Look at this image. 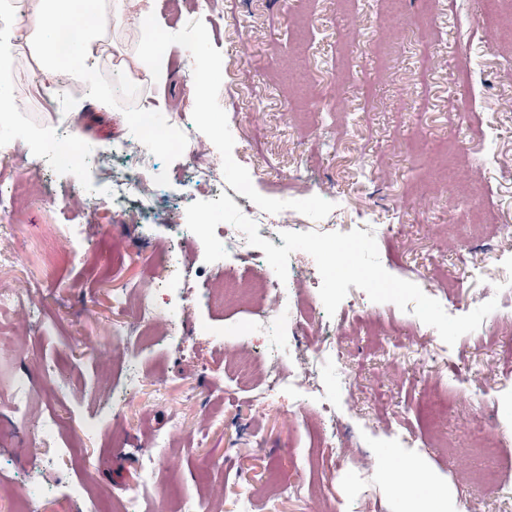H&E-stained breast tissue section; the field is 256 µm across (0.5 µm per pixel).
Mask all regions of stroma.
<instances>
[{
	"label": "stroma",
	"mask_w": 512,
	"mask_h": 512,
	"mask_svg": "<svg viewBox=\"0 0 512 512\" xmlns=\"http://www.w3.org/2000/svg\"><path fill=\"white\" fill-rule=\"evenodd\" d=\"M216 2L148 0L169 79L139 100L189 119L214 158L239 150L250 201L272 223L289 201L326 192L337 223L402 225L379 244L387 272L418 285L471 273L469 304L479 306L500 285V259L512 258V240L496 234L512 225V178L480 160L512 163V41L487 21L489 0H435L429 13L423 0ZM394 12L404 23L391 31ZM202 68L212 78L199 85ZM14 91L23 101L0 140L27 135L22 160L0 166V185L22 188L0 219V289L16 294L0 309V336L13 339L0 352V512H15L27 493L32 512H123L135 493L141 512H405L386 472L393 456L426 470L445 512H512V496L473 484L480 462L465 456L475 423L512 427V361L501 348L512 319L490 313L434 366L418 323L380 321L383 304L350 288L361 315L335 337L353 388L333 393L330 366L313 378L333 394L345 454L336 468L318 403L301 411L289 392L263 399L235 382L236 357L288 365L309 356V337L285 325L274 347L264 331L242 333L245 308L207 303L217 266L200 239L173 244L181 213L164 205L142 224L134 208H113L94 167L50 168L60 123L98 152L129 134L134 115L120 83L102 73L56 112L28 97L25 83ZM448 167L457 174L450 188L438 175ZM477 184L494 191L481 211L449 207V196ZM75 224L79 258L47 266V247L67 248ZM16 249L22 262L9 257ZM146 275L160 317L147 335L124 334L123 296ZM35 302L34 325L26 313ZM20 384L31 396L24 420L14 412ZM434 390L453 403L429 426ZM174 427L178 437L145 478L144 449ZM406 430L428 433L430 445L400 443ZM35 452L52 466L33 472ZM287 484L297 495L278 494Z\"/></svg>",
	"instance_id": "35a3bbf8"
}]
</instances>
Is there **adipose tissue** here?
<instances>
[{"instance_id":"adipose-tissue-1","label":"adipose tissue","mask_w":512,"mask_h":512,"mask_svg":"<svg viewBox=\"0 0 512 512\" xmlns=\"http://www.w3.org/2000/svg\"><path fill=\"white\" fill-rule=\"evenodd\" d=\"M21 10L24 15L21 25L0 38V89L8 85L15 61L24 55L34 62V73L44 88L53 89L64 70L53 35L69 28L78 32L77 73L85 82L95 83L96 65L111 42L110 31L102 21L103 13L112 11L119 23L131 20L136 29L140 28L145 14L144 0H22ZM115 70L129 79L140 72L158 84L167 79L161 53L144 38L140 39L138 48L120 56ZM387 472L392 482L408 492L409 512H433L431 499L413 494L425 481L416 463L393 460Z\"/></svg>"}]
</instances>
